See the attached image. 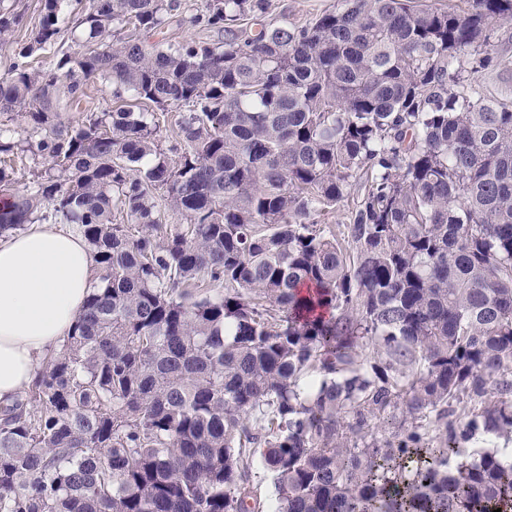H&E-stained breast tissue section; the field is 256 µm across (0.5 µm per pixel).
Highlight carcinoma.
Instances as JSON below:
<instances>
[{
    "instance_id": "carcinoma-1",
    "label": "carcinoma",
    "mask_w": 512,
    "mask_h": 512,
    "mask_svg": "<svg viewBox=\"0 0 512 512\" xmlns=\"http://www.w3.org/2000/svg\"><path fill=\"white\" fill-rule=\"evenodd\" d=\"M63 2L0 77V235L75 224L98 277L0 408V512H263L256 455L274 512H512V462L467 448L512 441V103L473 85L512 0L303 26L269 0H76L78 50L33 66ZM175 12L224 42L147 44ZM22 20L0 0V39ZM97 79L141 109L64 120ZM358 193V185L353 186L351 190V195L344 203L340 204L336 207V210L330 213L329 215L321 216L320 224H326L328 228L338 232V228H343V224L349 223V208H351L352 198L356 197ZM252 480L258 493L265 503V510H271L275 505V493L271 474L262 467L261 460L254 458L252 464Z\"/></svg>"
}]
</instances>
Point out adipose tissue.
<instances>
[{"instance_id":"obj_1","label":"adipose tissue","mask_w":512,"mask_h":512,"mask_svg":"<svg viewBox=\"0 0 512 512\" xmlns=\"http://www.w3.org/2000/svg\"><path fill=\"white\" fill-rule=\"evenodd\" d=\"M97 273L79 235L48 224L0 238V406L32 384L64 341Z\"/></svg>"}]
</instances>
